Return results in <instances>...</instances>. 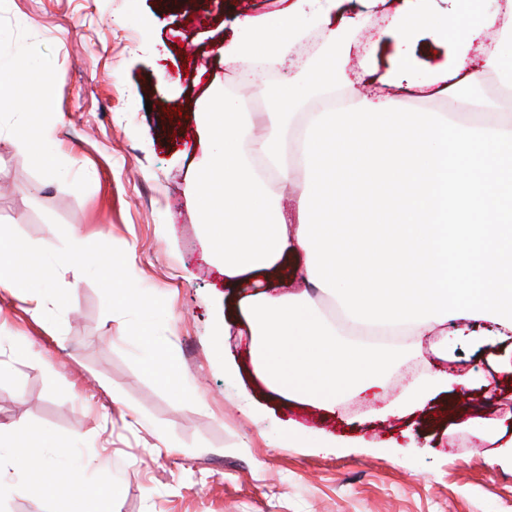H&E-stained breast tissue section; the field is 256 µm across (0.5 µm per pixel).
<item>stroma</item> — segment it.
Listing matches in <instances>:
<instances>
[{
  "mask_svg": "<svg viewBox=\"0 0 512 512\" xmlns=\"http://www.w3.org/2000/svg\"><path fill=\"white\" fill-rule=\"evenodd\" d=\"M293 0H214L210 17L162 12L159 0H0L13 48L48 61L46 106L67 177L46 172L11 114L0 115V227L50 265L42 321L0 297V424L38 425L58 445L96 457L121 485L115 512H512V465L499 440L448 423L449 411L503 413L481 381L512 347L448 339L437 368L469 376L405 417L366 420L272 394L253 374L249 330L224 329L230 289L212 262L187 185L204 150L196 112L229 76L220 47L233 20ZM340 51L356 71L375 24L359 0ZM100 248L162 312L192 397L160 386L126 342L137 321L71 257L72 237ZM232 366L235 377L224 373ZM260 404L238 408L241 393ZM319 427L363 448H289L284 422ZM167 449L156 450L158 439ZM91 500L28 490L0 512H92Z\"/></svg>",
  "mask_w": 512,
  "mask_h": 512,
  "instance_id": "stroma-1",
  "label": "stroma"
}]
</instances>
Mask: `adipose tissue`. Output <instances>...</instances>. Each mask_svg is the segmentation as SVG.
Here are the masks:
<instances>
[{
  "instance_id": "obj_1",
  "label": "adipose tissue",
  "mask_w": 512,
  "mask_h": 512,
  "mask_svg": "<svg viewBox=\"0 0 512 512\" xmlns=\"http://www.w3.org/2000/svg\"><path fill=\"white\" fill-rule=\"evenodd\" d=\"M462 2L442 16L396 6L361 68L371 83L445 95L474 121L408 110L400 95H359L348 86L344 56L300 65L298 81L274 93L262 137L252 134V113L223 95L199 116L205 148L187 191L225 286L241 291L235 313L250 327L254 370L281 397L331 410L385 389L389 352L374 344L377 336H466L485 320L489 340L512 339V0ZM327 3L304 18L291 9L239 23L224 47L225 68L281 67L309 27L333 37L354 25L347 0ZM386 36L397 48L382 68ZM46 74L38 43L0 50V112L27 120L30 105L14 88L43 83ZM490 77L499 84L494 98L483 91ZM314 92L327 102L302 114L305 135L292 142V111ZM275 183L297 187L293 214L275 203ZM299 280L331 296L340 321L296 288ZM48 290L38 256L0 229V292L32 302L39 320ZM160 320L159 310L142 305L131 341L143 371L169 387L181 384L183 366ZM468 384L465 375L428 371L382 413L406 416ZM70 456L47 430L0 426V494L38 487L112 512L118 484L87 482L95 459Z\"/></svg>"
}]
</instances>
